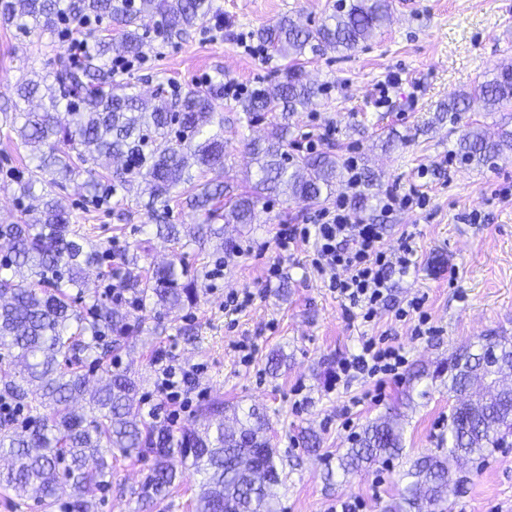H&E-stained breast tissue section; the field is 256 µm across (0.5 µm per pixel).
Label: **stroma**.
<instances>
[{"mask_svg": "<svg viewBox=\"0 0 512 512\" xmlns=\"http://www.w3.org/2000/svg\"><path fill=\"white\" fill-rule=\"evenodd\" d=\"M224 37L209 40L206 30L155 44L125 74L144 91L159 83L183 91L210 80H233L251 90L281 80L285 60L264 51L244 52L243 34L288 15L300 23L321 22L333 0H214ZM389 22L348 56L309 53L303 75L325 92L315 105L296 112L291 152L330 151L340 159L355 157L360 172L373 175L360 188L357 212L384 225V247L394 251L402 230L416 233L418 261L414 270L392 280V299L415 293L428 296L434 335L416 336L411 323L397 320L392 308L378 310L372 322L347 317L313 268L311 243L299 244L279 259L274 244L277 225L304 223L318 207L334 206L346 194L337 183L321 204L276 198L258 203L253 224L224 229L226 250L212 246L189 249L183 260L188 275L223 263L218 279L208 280L196 305L155 319L140 313L142 328L130 336L120 354L119 369L139 383L138 399L145 421L171 424L173 431L190 426L198 408L211 399L246 413L266 409L272 447L284 459L287 475L279 489L277 512H382L399 488L400 462L377 465L348 476L336 470V457L348 448L364 425L385 414L399 415L409 458L435 453L448 425L453 397L428 370L448 359L456 348L483 336H512V154L485 166L461 162L457 148L464 130L481 126L497 131L505 115L473 102L458 120L436 121L440 103L484 82L502 59L512 58V0H391ZM53 49L39 46L0 22V104L14 101L17 80L47 67ZM234 98L220 111L224 119V167L196 172L199 183L221 182L230 192L248 189L255 167L244 142L266 134L267 123L247 126ZM30 156L16 140L0 133V222L16 220L21 206L10 187L25 174ZM416 188L428 194L423 207L383 212L385 191ZM79 214L92 242L113 251L145 242L141 275L167 260L170 243L156 237L141 212L123 217L117 211L85 203L76 182L61 192ZM280 263L277 278L269 267ZM230 291H250L253 303L239 312L224 308ZM384 336L404 348L408 363L399 379L389 381L382 398L372 401L374 382L337 380V361L356 352L363 337ZM254 342L253 361L244 364L235 345ZM288 360L271 371L272 352ZM195 369L191 405L176 423L155 391L157 360ZM317 432L320 450L306 451L300 431ZM152 460L117 456L112 483L95 494L92 512H192L200 478L185 471L170 493L143 507L138 488ZM463 482L451 495L448 512H512V447L493 449L462 470Z\"/></svg>", "mask_w": 512, "mask_h": 512, "instance_id": "obj_1", "label": "stroma"}]
</instances>
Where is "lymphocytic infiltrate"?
I'll use <instances>...</instances> for the list:
<instances>
[{"label":"lymphocytic infiltrate","mask_w":512,"mask_h":512,"mask_svg":"<svg viewBox=\"0 0 512 512\" xmlns=\"http://www.w3.org/2000/svg\"><path fill=\"white\" fill-rule=\"evenodd\" d=\"M313 241V265L346 313L371 320L390 291L392 274L406 275L417 265L414 235L402 233L395 253L384 249L381 225L367 224L357 217L346 200L316 211L306 224H284L276 233L280 254L298 242ZM406 357L402 348L382 345L375 337H363L358 352L341 358L337 375L354 379L398 375Z\"/></svg>","instance_id":"obj_1"}]
</instances>
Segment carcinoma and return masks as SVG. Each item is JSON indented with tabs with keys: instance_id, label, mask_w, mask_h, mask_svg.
<instances>
[{
	"instance_id": "1",
	"label": "carcinoma",
	"mask_w": 512,
	"mask_h": 512,
	"mask_svg": "<svg viewBox=\"0 0 512 512\" xmlns=\"http://www.w3.org/2000/svg\"><path fill=\"white\" fill-rule=\"evenodd\" d=\"M389 0H338L317 26L304 28L289 16L259 29L256 36L279 57L293 62L280 81L237 100L248 122L273 117L269 137L248 143L259 178L250 191L218 206L222 183L194 184L193 169L224 166V82L211 81L168 96L164 88L145 98L129 81L116 80L114 59L132 63L152 49V40L184 39L214 13L212 0H0V20L25 37L51 45L68 32L67 23H89L79 30L82 57H64L52 70L17 82L18 104L0 108L8 134L29 148L34 165L15 181L14 192L29 205L10 224H0L8 252L0 259V344L11 366L0 370V401L27 410L25 422H0V454L10 456L0 485L50 507L65 487L73 512H89L95 490L112 482V455L149 454L150 473L140 498L152 503L192 468L202 475L195 512H276L274 502L283 469L267 435L269 421L254 407L225 427L224 403L203 406L200 429L177 433L146 423L134 410L138 384L116 367L122 340L140 325L127 304L152 306L156 314L192 305L199 281L182 282L176 264L183 250L224 239V225L250 224L257 204L286 196L307 202L331 194L342 166L331 152L293 155L288 151L291 115L321 96L325 88L303 77L295 62L311 52L348 53L369 40L388 18ZM116 35L100 33L103 22ZM492 110H512V62L474 89ZM461 94L440 106L437 120L457 119L469 109ZM512 153V130L492 137L468 129L458 155L467 164L485 165ZM82 180L85 197L103 205L119 192L143 208L155 235L173 245V258L143 278L138 256L119 255L120 302L96 299L87 312L74 308L86 294L89 271L112 260V249L86 240L76 217L57 190ZM187 193L198 216L195 224H173L170 201ZM102 368L101 384L88 392L83 364ZM448 375V393L458 399L448 425V447L416 460L400 473L402 487L385 512H429L441 506L456 484L449 462L470 461L512 437V338H488L477 350L465 347L433 377ZM402 433L388 416L367 423L338 456L337 469L348 475L402 456Z\"/></svg>"
}]
</instances>
